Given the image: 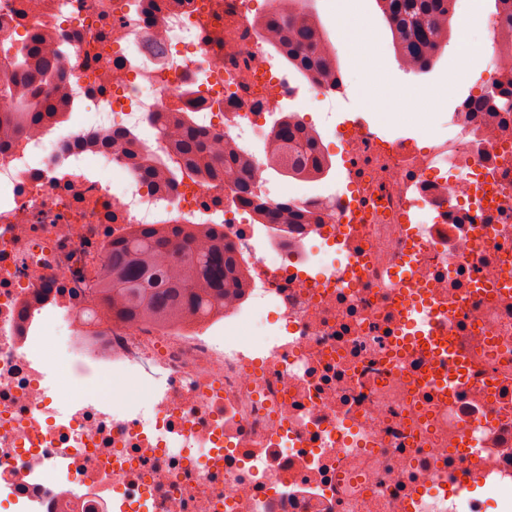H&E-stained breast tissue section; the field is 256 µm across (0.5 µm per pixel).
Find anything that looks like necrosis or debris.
Masks as SVG:
<instances>
[{
    "label": "necrosis or debris",
    "mask_w": 512,
    "mask_h": 512,
    "mask_svg": "<svg viewBox=\"0 0 512 512\" xmlns=\"http://www.w3.org/2000/svg\"><path fill=\"white\" fill-rule=\"evenodd\" d=\"M252 0H0V51L43 34L69 115L0 153V502L14 512H512V114L418 141L345 120L337 185L273 237L232 179L148 183L113 131L156 112L250 153L297 77ZM485 84L512 81V11ZM82 122H74V114ZM121 173L112 183L109 171ZM217 224L246 266L224 323L112 320L93 284L129 224ZM429 313L430 337L409 339ZM266 325L254 330L257 313ZM454 341L468 382L440 354ZM478 453L482 496L454 499Z\"/></svg>",
    "instance_id": "obj_1"
}]
</instances>
